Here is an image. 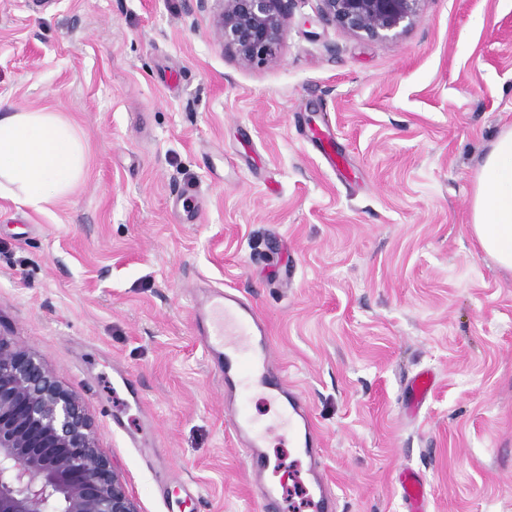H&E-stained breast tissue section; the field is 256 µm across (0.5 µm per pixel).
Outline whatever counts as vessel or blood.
Segmentation results:
<instances>
[{"label": "vessel or blood", "instance_id": "obj_1", "mask_svg": "<svg viewBox=\"0 0 512 512\" xmlns=\"http://www.w3.org/2000/svg\"><path fill=\"white\" fill-rule=\"evenodd\" d=\"M193 312L201 345L224 382V423L244 450L242 462L259 512H277L278 490L265 479L271 466L265 447L276 427L287 433L307 464L313 512H336V492L325 471L322 432L304 395L275 364L265 316L252 300L228 288L205 289L196 298ZM434 385L433 372L415 374L406 386L409 399L423 403ZM256 394L276 406L274 424L259 421L249 411L247 402ZM400 493L406 512H426L429 491L419 475L405 473Z\"/></svg>", "mask_w": 512, "mask_h": 512}]
</instances>
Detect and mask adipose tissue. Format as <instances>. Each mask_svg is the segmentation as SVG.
<instances>
[{
    "mask_svg": "<svg viewBox=\"0 0 512 512\" xmlns=\"http://www.w3.org/2000/svg\"><path fill=\"white\" fill-rule=\"evenodd\" d=\"M85 165L82 138L61 113H0V197L44 210L73 193ZM471 230L487 254L512 270V126L501 130L479 167Z\"/></svg>",
    "mask_w": 512,
    "mask_h": 512,
    "instance_id": "adipose-tissue-1",
    "label": "adipose tissue"
}]
</instances>
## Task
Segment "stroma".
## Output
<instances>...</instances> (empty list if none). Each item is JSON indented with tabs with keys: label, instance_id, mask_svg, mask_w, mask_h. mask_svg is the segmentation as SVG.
Instances as JSON below:
<instances>
[{
	"label": "stroma",
	"instance_id": "1",
	"mask_svg": "<svg viewBox=\"0 0 512 512\" xmlns=\"http://www.w3.org/2000/svg\"><path fill=\"white\" fill-rule=\"evenodd\" d=\"M0 108L62 113L89 156L46 210L0 197V334L82 402L141 512H168V469L203 512H256L195 335L201 276L266 316L339 512H405L407 468L429 512H512V272L470 227L512 125V0H423L394 40L293 0L277 59L253 66L191 0H0ZM423 369L436 386L411 414ZM267 452L283 512H310L287 434Z\"/></svg>",
	"mask_w": 512,
	"mask_h": 512
}]
</instances>
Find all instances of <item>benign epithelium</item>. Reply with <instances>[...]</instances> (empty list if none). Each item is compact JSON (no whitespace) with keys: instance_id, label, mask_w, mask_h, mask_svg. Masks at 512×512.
I'll return each instance as SVG.
<instances>
[{"instance_id":"1","label":"benign epithelium","mask_w":512,"mask_h":512,"mask_svg":"<svg viewBox=\"0 0 512 512\" xmlns=\"http://www.w3.org/2000/svg\"><path fill=\"white\" fill-rule=\"evenodd\" d=\"M222 47L248 65L278 55L289 0H216ZM322 17L343 31L396 39L422 0H319ZM0 512H140L112 461L96 444L91 419L33 354L0 336Z\"/></svg>"}]
</instances>
